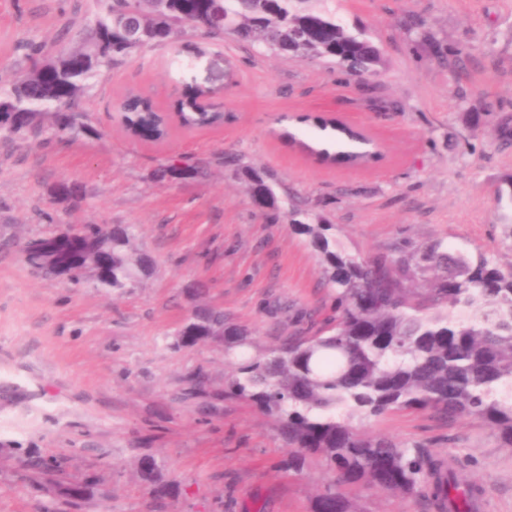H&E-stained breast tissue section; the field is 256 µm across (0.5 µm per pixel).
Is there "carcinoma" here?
Instances as JSON below:
<instances>
[{"mask_svg": "<svg viewBox=\"0 0 512 512\" xmlns=\"http://www.w3.org/2000/svg\"><path fill=\"white\" fill-rule=\"evenodd\" d=\"M94 21L80 30L77 45L60 44L54 72L42 71L48 51L31 47L27 66L0 86V140L40 131L45 118L57 138L92 133L84 123L85 102L96 83L119 63L152 47L174 44L182 34L201 31L284 58L325 62L362 79L377 73L381 49L361 26L349 28L326 6L328 0H98ZM203 91L173 105L187 130L224 123V113L205 111ZM125 129L143 140L160 141L167 121L155 103L132 96L121 106ZM320 136L291 141L317 160L361 164L378 157L367 136L343 122H313ZM247 180L251 195L276 191L260 173L234 156L224 157ZM292 228L305 236L334 293V315L313 336H290L267 352H251L244 332L224 327L225 358L234 366L224 395L268 416L281 436L283 468L302 472L310 456L322 458L334 479L316 496L313 512H350L342 488H377L391 494L423 496L432 512H478L482 486L463 481L446 460L422 448L353 425L356 419L392 410L432 408L448 419L475 417L496 429L512 447V267L483 255L471 257L441 242L424 248L432 275L420 292L414 281L416 255L350 254L336 239L333 224L298 223L307 212L288 211ZM93 249L101 263L98 286L121 291L139 277L147 259L132 246L125 224L107 228L85 224L65 237L33 238L23 252L28 261L49 251L59 266L48 274L78 284L80 259ZM210 340L202 325L176 334L174 345L191 347ZM28 469L61 477V469L30 457ZM140 476L155 495L169 493L155 461L141 459ZM69 498L92 495V485L58 484Z\"/></svg>", "mask_w": 512, "mask_h": 512, "instance_id": "1", "label": "carcinoma"}]
</instances>
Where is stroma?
Masks as SVG:
<instances>
[{
  "instance_id": "stroma-1",
  "label": "stroma",
  "mask_w": 512,
  "mask_h": 512,
  "mask_svg": "<svg viewBox=\"0 0 512 512\" xmlns=\"http://www.w3.org/2000/svg\"><path fill=\"white\" fill-rule=\"evenodd\" d=\"M344 23L366 28L384 63L367 82L327 64L284 59L189 34L183 62L141 53L93 90L94 132L70 140H0V512H312L329 482L324 462L280 469L286 449L273 422L224 396L232 368L211 340L173 345L193 307L222 308L256 349L316 334L333 314L320 266L294 232L287 199L310 222L334 225L350 253L448 248L512 264V0H332ZM96 0H0V83L25 46L54 47L94 18ZM422 25L407 28V14ZM469 55L460 69L445 57ZM207 90L223 126H171L159 143L130 137L117 107L127 90L169 108ZM363 129L383 159L362 167L319 164L286 141L302 116ZM210 160L203 179L161 181L169 155ZM272 179L277 206L257 209L225 155ZM77 183L76 200L53 188ZM84 224H126L149 271L121 291L44 276L23 243ZM361 431L420 446L483 488L481 512H512V448L484 422L431 410H393ZM63 462L69 480H99L106 496L58 501L22 458ZM154 458L171 494L157 499L138 473ZM352 512H426L420 497L348 491Z\"/></svg>"
}]
</instances>
